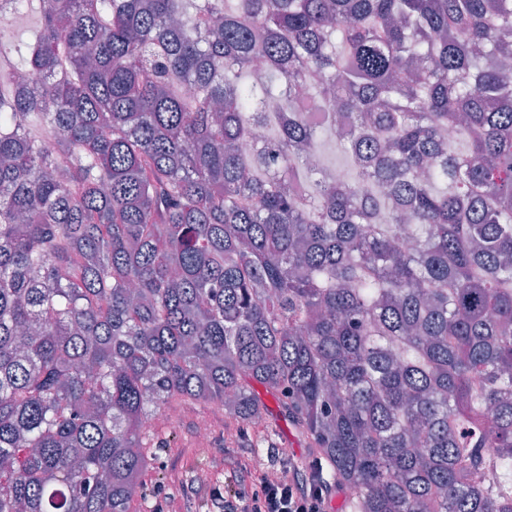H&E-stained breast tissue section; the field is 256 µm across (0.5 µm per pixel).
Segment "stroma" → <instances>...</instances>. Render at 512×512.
<instances>
[{
  "label": "stroma",
  "instance_id": "obj_1",
  "mask_svg": "<svg viewBox=\"0 0 512 512\" xmlns=\"http://www.w3.org/2000/svg\"><path fill=\"white\" fill-rule=\"evenodd\" d=\"M267 406L266 428L275 433V447L262 446L261 430L246 428L229 418L220 403H181L178 427L168 422L167 408L153 412V432L162 440L145 477V496L136 500L131 512H217L213 493L223 487L238 460L257 470L276 471L291 464L292 476L306 478L312 455L311 443L279 413L276 400L262 393ZM207 418L212 426L209 442H199L196 424ZM207 471V482H199V471Z\"/></svg>",
  "mask_w": 512,
  "mask_h": 512
}]
</instances>
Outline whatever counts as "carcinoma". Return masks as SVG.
Returning <instances> with one entry per match:
<instances>
[{"label":"carcinoma","instance_id":"obj_1","mask_svg":"<svg viewBox=\"0 0 512 512\" xmlns=\"http://www.w3.org/2000/svg\"><path fill=\"white\" fill-rule=\"evenodd\" d=\"M4 1L0 512H130L150 408L257 385L353 512H512V0ZM37 19L32 16L7 18L0 21V28L6 31L7 37L14 40H26L31 34V30L36 27Z\"/></svg>","mask_w":512,"mask_h":512}]
</instances>
